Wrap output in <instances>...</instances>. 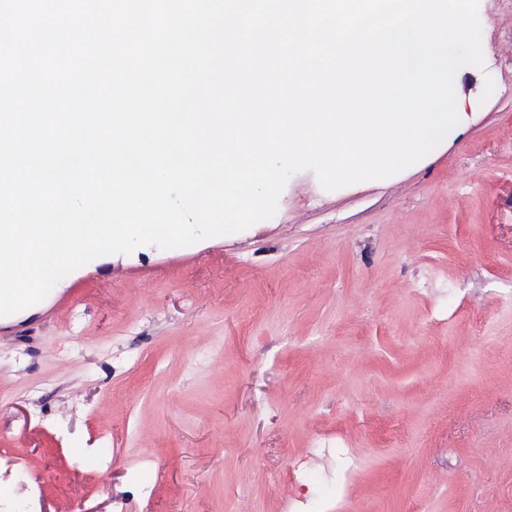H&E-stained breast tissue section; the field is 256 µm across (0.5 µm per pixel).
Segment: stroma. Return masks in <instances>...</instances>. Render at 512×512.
Segmentation results:
<instances>
[{
  "label": "stroma",
  "mask_w": 512,
  "mask_h": 512,
  "mask_svg": "<svg viewBox=\"0 0 512 512\" xmlns=\"http://www.w3.org/2000/svg\"><path fill=\"white\" fill-rule=\"evenodd\" d=\"M478 14L466 122L418 162L334 191L297 172L275 222L97 258L0 324V452L30 474L0 498L512 512V0Z\"/></svg>",
  "instance_id": "1"
}]
</instances>
